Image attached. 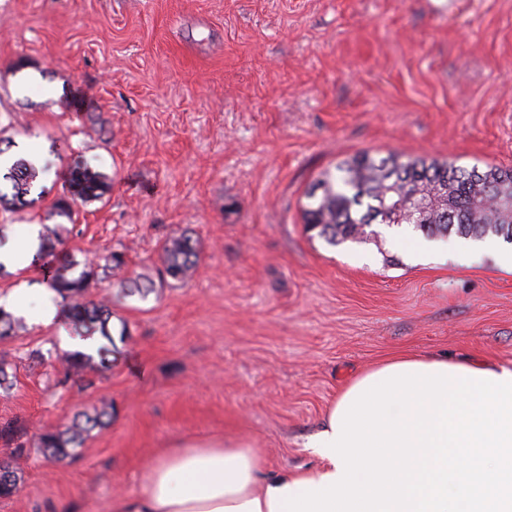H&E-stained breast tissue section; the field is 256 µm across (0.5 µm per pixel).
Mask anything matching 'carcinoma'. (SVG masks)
Listing matches in <instances>:
<instances>
[{
  "label": "carcinoma",
  "instance_id": "carcinoma-1",
  "mask_svg": "<svg viewBox=\"0 0 512 512\" xmlns=\"http://www.w3.org/2000/svg\"><path fill=\"white\" fill-rule=\"evenodd\" d=\"M41 171L24 158L15 160L0 176L10 183V192L0 191V208L10 210L24 204L26 196L40 178ZM101 175L84 174L81 194L96 198ZM418 193L426 199L422 215L413 219L405 207L407 195ZM304 210L306 228L330 246L347 241L361 242L378 232L374 224H411L427 237L457 235L469 239L501 236L512 243V169L488 166L479 169L451 161L403 160L397 154L375 158L362 152L343 161L335 171H326L310 186ZM41 252L54 253L62 243L60 225L45 224L41 232ZM200 245L188 232L175 233L162 247V268L158 279L146 275L122 279L119 288L127 295L142 298L164 287L168 280L190 281L196 271ZM125 264L124 253L112 251L103 264L83 269L76 277L54 274L49 287L69 302L73 332L84 340L101 338L104 343L92 355L73 351L61 357L64 380L81 376L87 370L107 368L106 357L114 345L110 323L111 302L87 298L93 283L112 277ZM24 319L0 308V337L24 330ZM17 382L16 368L0 355V390L9 391ZM112 403L76 413L69 423L51 426L35 436L36 447L44 455L60 460L71 458L83 447L94 430H104L112 423ZM22 469L14 465L0 473V498L15 493Z\"/></svg>",
  "mask_w": 512,
  "mask_h": 512
}]
</instances>
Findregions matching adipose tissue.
<instances>
[{
  "mask_svg": "<svg viewBox=\"0 0 512 512\" xmlns=\"http://www.w3.org/2000/svg\"><path fill=\"white\" fill-rule=\"evenodd\" d=\"M330 457L313 471L268 473L255 444L234 437L175 440L144 467L140 489L115 494L107 512H280L284 487L335 474Z\"/></svg>",
  "mask_w": 512,
  "mask_h": 512,
  "instance_id": "ef3b65f1",
  "label": "adipose tissue"
}]
</instances>
